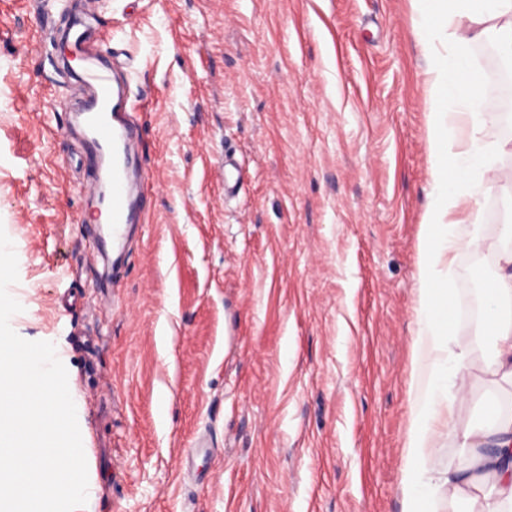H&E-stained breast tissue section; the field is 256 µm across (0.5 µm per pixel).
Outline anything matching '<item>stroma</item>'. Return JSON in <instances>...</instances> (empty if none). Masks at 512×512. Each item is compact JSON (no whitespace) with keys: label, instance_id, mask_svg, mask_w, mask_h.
<instances>
[{"label":"stroma","instance_id":"obj_1","mask_svg":"<svg viewBox=\"0 0 512 512\" xmlns=\"http://www.w3.org/2000/svg\"><path fill=\"white\" fill-rule=\"evenodd\" d=\"M55 0H0V226L23 310L54 343L96 485L89 512H402L420 226L432 169L411 0H107L93 26L129 74L150 174L123 260L78 185L89 151L58 108ZM235 152L228 199L209 169ZM499 248L512 186L481 195ZM462 307L493 280L460 252ZM462 401L512 415L493 344Z\"/></svg>","mask_w":512,"mask_h":512}]
</instances>
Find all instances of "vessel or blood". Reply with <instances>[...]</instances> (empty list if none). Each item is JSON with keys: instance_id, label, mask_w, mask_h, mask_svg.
<instances>
[{"instance_id": "vessel-or-blood-1", "label": "vessel or blood", "mask_w": 512, "mask_h": 512, "mask_svg": "<svg viewBox=\"0 0 512 512\" xmlns=\"http://www.w3.org/2000/svg\"><path fill=\"white\" fill-rule=\"evenodd\" d=\"M99 0H80V6L61 37L80 55L86 67L78 77L84 100L76 118L82 137L95 149L96 163L110 162L112 194L107 216L112 242L119 245L128 237V228L138 216L134 206L137 185L131 169L143 144L141 127L132 120V103L122 76L100 63L93 47L94 33L88 20ZM215 173L224 182L225 194H233L243 177L235 154L225 153Z\"/></svg>"}]
</instances>
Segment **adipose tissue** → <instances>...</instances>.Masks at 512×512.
Returning <instances> with one entry per match:
<instances>
[{"instance_id": "obj_1", "label": "adipose tissue", "mask_w": 512, "mask_h": 512, "mask_svg": "<svg viewBox=\"0 0 512 512\" xmlns=\"http://www.w3.org/2000/svg\"><path fill=\"white\" fill-rule=\"evenodd\" d=\"M417 41L430 60L431 110L426 141L434 175L421 226L419 308L413 338L409 428L402 467V512H438L444 499L468 498L478 512H512V416L490 413L477 425L457 406L471 364L453 350L456 318L452 269L464 250L493 253L498 276L484 294L482 331L494 341V374L512 386V249L489 243L477 222L480 195L504 178L496 169L506 142L489 132L496 118L485 111V80L473 49L494 39L512 59V0H412ZM461 433L467 464H441L444 431Z\"/></svg>"}]
</instances>
